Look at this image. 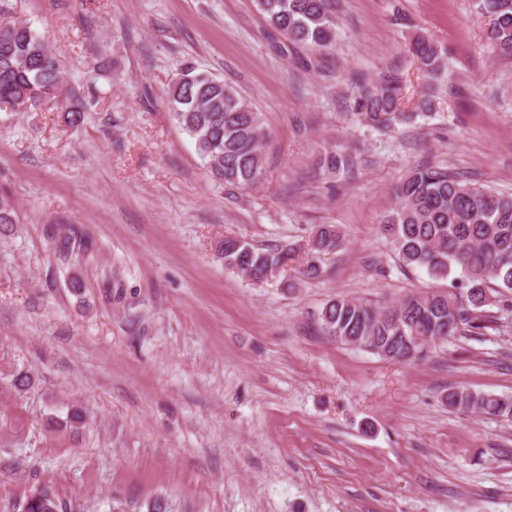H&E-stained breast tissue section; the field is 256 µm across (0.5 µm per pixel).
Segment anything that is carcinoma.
I'll use <instances>...</instances> for the list:
<instances>
[{"label": "carcinoma", "instance_id": "obj_1", "mask_svg": "<svg viewBox=\"0 0 512 512\" xmlns=\"http://www.w3.org/2000/svg\"><path fill=\"white\" fill-rule=\"evenodd\" d=\"M256 6L267 21V39L279 49L299 45L328 49L336 41V0H256ZM479 9L489 19L487 40L500 55L512 58V0H480ZM410 51L429 89L414 112L402 108L405 93L397 73L373 80L359 71L348 73L347 82L356 91L347 110L363 126L390 129L435 109L432 91L448 80L446 52L423 34L412 38ZM63 82L56 53L43 37L20 21L0 25V108L13 112L59 108L65 123L77 125L83 120L84 105L60 98ZM167 107L172 120L194 141L214 179L243 188L264 179L261 114L233 86L188 65L169 86ZM355 167V158L334 146L320 157V168L327 174L350 177ZM395 198L379 226L381 233L393 243L400 267L423 270L429 278L445 282V289L385 306L336 298L322 307L318 322L339 342L386 359L409 361L426 346L419 337L436 342L463 334L481 336L491 321L486 307L499 303L503 310L512 309V193L454 176L447 167L428 160L407 174ZM18 223L15 200L1 190L0 237L13 235ZM341 244L336 225H319L308 243L303 274L318 277L321 256ZM88 247V241L64 235L57 250L68 256ZM218 253L227 268L258 283L288 265L295 250L258 248L244 239L226 237L219 242ZM446 402L452 410L512 421V400L506 397L456 388L448 391ZM22 512H65V505L42 489L25 501Z\"/></svg>", "mask_w": 512, "mask_h": 512}]
</instances>
